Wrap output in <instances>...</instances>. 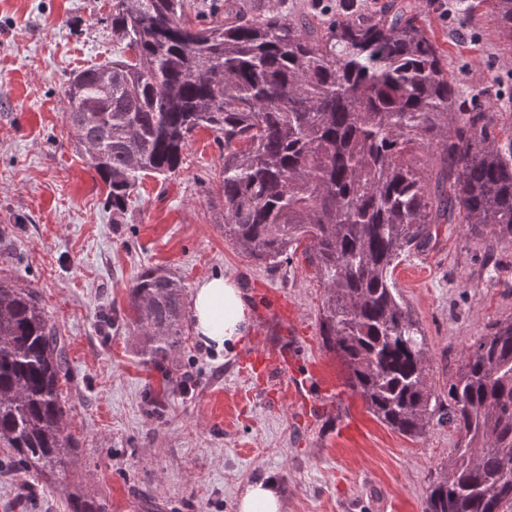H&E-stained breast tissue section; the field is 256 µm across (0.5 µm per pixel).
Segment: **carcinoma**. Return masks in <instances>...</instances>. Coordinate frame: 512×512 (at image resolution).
I'll list each match as a JSON object with an SVG mask.
<instances>
[{
  "label": "carcinoma",
  "instance_id": "carcinoma-1",
  "mask_svg": "<svg viewBox=\"0 0 512 512\" xmlns=\"http://www.w3.org/2000/svg\"><path fill=\"white\" fill-rule=\"evenodd\" d=\"M225 2L205 18L187 0H112L119 55L70 80L69 132L91 147L119 217L144 178L178 171L197 130L215 133L224 158L211 190L224 239L268 268L303 249L324 288L320 336L348 386L388 428L421 436L439 405L425 336L393 272L405 252L430 245L434 224L490 235L491 255L512 245V127H499L480 95L461 98L419 0L325 24L247 16ZM485 2L512 43V0ZM128 307L144 362L177 366L182 281L148 268ZM69 371L37 291L0 275V446L35 478L63 471L75 453L61 390ZM448 423L460 444L423 512H512V317L491 321L464 352ZM70 512L109 508L74 491Z\"/></svg>",
  "mask_w": 512,
  "mask_h": 512
}]
</instances>
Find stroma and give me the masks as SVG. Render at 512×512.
<instances>
[{
	"label": "stroma",
	"mask_w": 512,
	"mask_h": 512,
	"mask_svg": "<svg viewBox=\"0 0 512 512\" xmlns=\"http://www.w3.org/2000/svg\"><path fill=\"white\" fill-rule=\"evenodd\" d=\"M444 0L428 31L464 91H480L512 123V47L488 8ZM251 15L325 19L343 0H238ZM112 0H0V272L36 287L67 341L63 394L76 452L51 482L0 472V512H69L71 491L110 512H236L246 485L275 482L284 512H422L459 435L446 418L425 434L392 431L346 384L320 336L323 288L303 254L255 264L224 239L207 191L223 147L200 130L183 164L146 178L124 223L68 134L65 87L111 59ZM486 238L441 224L436 241L401 256L396 287L428 342V377L448 404L467 346L490 321L512 316V247L486 254ZM161 268L188 288L223 274L242 289L251 325L234 353L187 333L177 367L162 374L136 353L125 321L137 274ZM288 354V375L256 384L245 358ZM191 373L194 385L180 381Z\"/></svg>",
	"instance_id": "obj_1"
}]
</instances>
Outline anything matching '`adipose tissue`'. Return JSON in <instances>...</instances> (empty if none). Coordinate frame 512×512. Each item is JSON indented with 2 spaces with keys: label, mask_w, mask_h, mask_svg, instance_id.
Listing matches in <instances>:
<instances>
[{
  "label": "adipose tissue",
  "mask_w": 512,
  "mask_h": 512,
  "mask_svg": "<svg viewBox=\"0 0 512 512\" xmlns=\"http://www.w3.org/2000/svg\"><path fill=\"white\" fill-rule=\"evenodd\" d=\"M192 312L196 336L218 351L234 352L250 326L249 307L241 288L221 275L196 285Z\"/></svg>",
  "instance_id": "obj_1"
}]
</instances>
